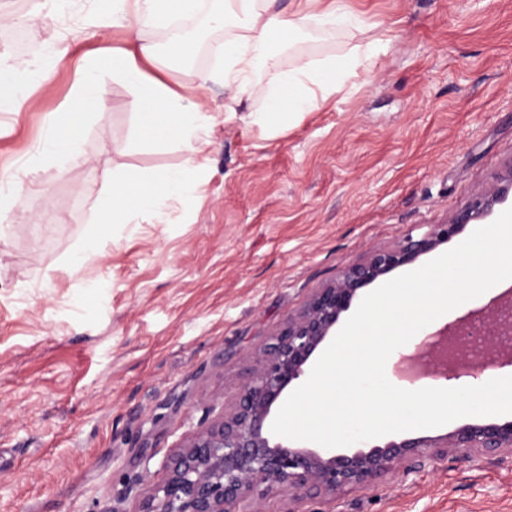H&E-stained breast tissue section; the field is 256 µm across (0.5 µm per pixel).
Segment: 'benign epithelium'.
Masks as SVG:
<instances>
[{
    "instance_id": "1",
    "label": "benign epithelium",
    "mask_w": 512,
    "mask_h": 512,
    "mask_svg": "<svg viewBox=\"0 0 512 512\" xmlns=\"http://www.w3.org/2000/svg\"><path fill=\"white\" fill-rule=\"evenodd\" d=\"M512 193V168L457 209L443 224H434L419 237L407 235L390 248L373 249L345 268L332 282L316 289L304 309L288 321L275 341L255 353L258 368L239 389L231 409L208 405L197 430L166 462V478L137 493V512H238L237 505L257 494L286 493L334 496L345 489L370 485L385 473L425 455L455 456L470 450L489 457L512 455V419L466 423L437 436L405 438L351 455L328 454L316 448L293 446L273 436L274 406L304 376L312 357L331 336L342 313L363 288L393 270L416 262L478 224ZM512 289L502 293L493 308L470 311L437 333L431 350L409 363L419 375L433 370L448 379L472 376L479 363L463 360L455 344L476 324L484 327L485 365L512 364V346L502 336L512 332Z\"/></svg>"
}]
</instances>
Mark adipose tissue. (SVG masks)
Instances as JSON below:
<instances>
[{"instance_id":"1","label":"adipose tissue","mask_w":512,"mask_h":512,"mask_svg":"<svg viewBox=\"0 0 512 512\" xmlns=\"http://www.w3.org/2000/svg\"><path fill=\"white\" fill-rule=\"evenodd\" d=\"M219 2L213 24L232 21L242 30L238 39L225 42L218 49L224 61L219 77L225 93L231 100H239L253 74L263 72L269 76L267 98L272 108L254 113L255 124L274 130L287 125L292 115L313 111L328 100L336 89L335 83L328 80L329 74L336 71L335 62L304 60L292 69L283 70L263 47L275 31L291 32L312 25L332 36L343 29H357L345 0H330L320 11L300 9L292 13L273 10V0ZM100 4L102 14L111 16L126 31L127 47L113 51L112 58L120 62L121 73L140 90L135 107L141 124L159 136L175 139L186 151L187 158L179 170L155 172L136 180L113 169H103L98 176L100 189L93 229L68 262L74 270L101 258L100 243L113 225L137 223L144 211L162 216L167 203L182 194L198 170L201 152L198 132L211 121L203 102L185 101L162 80L149 74L150 69L163 67L166 58L186 55L187 43L179 36H171L168 49L163 52L141 37L144 24L167 26L191 18L198 0H100ZM92 77V68H85L65 108L47 118L50 130L62 127L70 130L66 146H59L50 138L43 149L44 158L56 161L58 173H65L82 160V126L90 119L104 116L105 109L95 94Z\"/></svg>"}]
</instances>
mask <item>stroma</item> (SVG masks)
<instances>
[{
    "mask_svg": "<svg viewBox=\"0 0 512 512\" xmlns=\"http://www.w3.org/2000/svg\"><path fill=\"white\" fill-rule=\"evenodd\" d=\"M65 3L0 0V58L9 59L19 24L23 59L49 74L23 107L0 95V177L21 171L26 183L0 242V512H136L137 490L165 479L206 399L234 401L255 368L252 352L316 288L371 249L444 223L512 164V0H346L361 31L272 34L267 49L281 69L302 59L338 64L329 100L274 133L249 118L266 106L265 74L229 118L213 53L170 63L161 78L212 116L205 162L166 223L146 215L113 225L104 257L78 271L67 259L92 227L100 169L174 171L187 154L140 126L138 90L112 68L125 30L100 16L96 0ZM371 42L369 59L349 68L353 47ZM61 43L69 53L59 59ZM91 62L106 112L82 131L84 162L61 175L40 159L44 119ZM492 294L397 348L389 381L406 390L486 383L481 373L411 381L399 366ZM239 508L512 512V459L424 457L333 498L272 493Z\"/></svg>",
    "mask_w": 512,
    "mask_h": 512,
    "instance_id": "1",
    "label": "stroma"
}]
</instances>
